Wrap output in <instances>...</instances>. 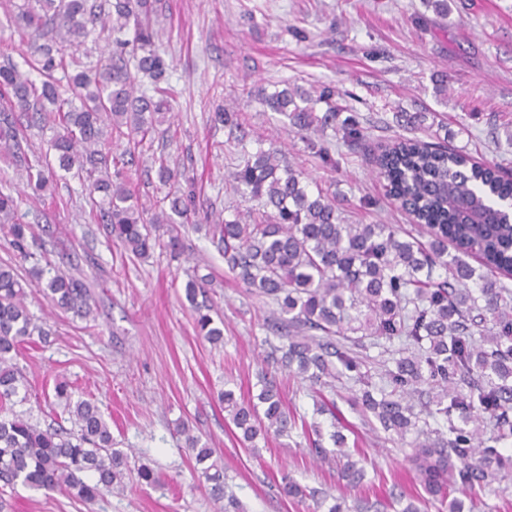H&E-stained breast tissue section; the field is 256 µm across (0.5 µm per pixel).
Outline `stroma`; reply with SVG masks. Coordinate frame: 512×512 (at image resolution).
<instances>
[{
  "instance_id": "obj_1",
  "label": "stroma",
  "mask_w": 512,
  "mask_h": 512,
  "mask_svg": "<svg viewBox=\"0 0 512 512\" xmlns=\"http://www.w3.org/2000/svg\"><path fill=\"white\" fill-rule=\"evenodd\" d=\"M158 9L171 117L126 168L141 198L163 197L157 169L164 159L184 167L199 206L246 211L250 201L224 183L240 161L239 135L248 150H284L313 183L341 196L348 223L413 228L374 161L395 141H428L432 132L426 122L397 124L398 112L439 113L449 146L475 162L503 165L512 177V148L498 138L512 124V0H448L444 17L422 0H160ZM287 84L313 95L332 88L342 112L359 118L366 136L344 148L339 166L308 149L304 132L265 111L258 88ZM222 108L239 114L238 135L215 122ZM0 190L20 197L34 229L30 250L85 279L97 308L84 319L54 309L42 293L28 295L29 312L50 334L24 344L15 359L25 381L15 411L40 426L74 431L53 396L55 379H66L73 400L99 406L130 465L148 466L161 479L157 486L129 481L91 503L0 482V512H221L198 480L200 467L179 433L184 423L213 449L246 512H323L312 498L284 497L279 485L286 477L344 498L351 512H400L405 499L421 501L422 512H448L426 500L409 443L352 408L354 380L340 379L317 395L308 382L272 370L297 423L287 436L257 439L256 450L240 442L221 395L227 388L245 400L258 394L263 360L283 339L274 305L228 271L207 228L179 225V258L157 252L138 259L100 223L73 174L58 171L53 191L33 199L0 156ZM197 275L209 280L223 342L210 343L195 328L185 284ZM320 396L335 401L352 428L348 440L365 467L363 485L347 486L335 462L311 454L314 444L332 445L331 420L316 412Z\"/></svg>"
}]
</instances>
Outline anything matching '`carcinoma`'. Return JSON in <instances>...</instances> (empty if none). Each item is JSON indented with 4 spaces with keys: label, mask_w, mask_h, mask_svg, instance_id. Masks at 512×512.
Instances as JSON below:
<instances>
[{
    "label": "carcinoma",
    "mask_w": 512,
    "mask_h": 512,
    "mask_svg": "<svg viewBox=\"0 0 512 512\" xmlns=\"http://www.w3.org/2000/svg\"><path fill=\"white\" fill-rule=\"evenodd\" d=\"M156 0H6L5 18L31 39L41 84L7 63L0 65V145L21 161V147L11 111L33 112L41 124L58 128L49 143L60 169H77L88 177L89 199L102 223L124 249L146 259L162 246L180 254L179 235L168 230L166 243L157 231L175 218L196 214L194 185L182 184V173L161 163L157 175L169 191L160 203L134 195L123 170L135 151L117 154L113 142L126 138L137 146L156 130L167 114V89L160 86L167 64L155 45ZM111 26L109 62L85 68L66 58L61 43L81 44L93 32ZM133 28L132 39L119 34ZM62 72L67 85L55 77ZM148 77L155 95L136 94L138 75ZM331 90L318 101L292 89L260 91L261 103L301 130L332 128L336 139L352 147L363 138L353 115L341 117ZM399 141L376 158L377 174L388 193L411 202L417 233L399 224H346L340 200L308 190L304 173L274 149L251 152L238 141L242 162L229 174L235 189L255 207L210 228L227 268L247 287L271 299L288 329V343L275 346L266 365L294 372L313 385H329L348 376L359 384L354 404L372 416L387 433L404 439L415 433L412 462L423 489L445 500L448 487L473 491L489 487L497 475L512 473V455L500 445L512 438V289L497 275L512 276V222L500 214L498 196L509 195V182L498 166L471 161L448 149L447 140ZM28 183L36 191L49 188V176L26 165ZM468 210L493 214L492 224H468L462 213L448 208V191ZM17 204L0 193V221L8 223L12 244L24 256L31 226L15 219ZM477 259L472 266L465 257ZM30 279L10 264H0V480L32 489L66 488L92 502L124 489L128 456L112 447V432L98 406L72 401L70 385L58 380L55 397L65 402L77 432L40 427L12 410L21 375L13 363L24 342L49 331L33 322L24 299L27 289L41 291L64 312L80 317L93 313L92 295L80 278L34 265ZM475 287L468 286V282ZM208 279L185 286L195 304L196 323L209 340L219 342L223 328L196 303ZM399 347H393L394 343ZM372 348L378 356L368 355ZM259 400L240 404L230 390L224 405L245 442L260 433L288 434L291 419L274 381L261 372ZM496 433L484 437L483 419ZM185 444L199 462L212 450L199 446L191 428L182 426ZM334 449L312 452L340 465L341 478L351 485L364 479V469L345 450V438L330 435ZM224 512H239L236 498L224 492L223 474L211 463L199 475Z\"/></svg>",
    "instance_id": "1"
}]
</instances>
